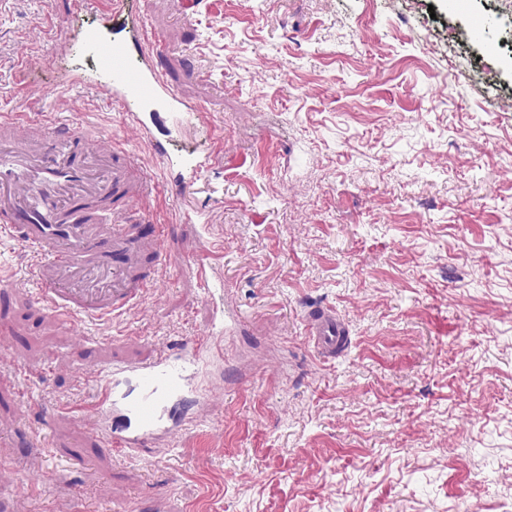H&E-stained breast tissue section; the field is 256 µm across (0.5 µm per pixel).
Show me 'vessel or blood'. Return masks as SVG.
Returning <instances> with one entry per match:
<instances>
[{
	"instance_id": "1",
	"label": "vessel or blood",
	"mask_w": 512,
	"mask_h": 512,
	"mask_svg": "<svg viewBox=\"0 0 512 512\" xmlns=\"http://www.w3.org/2000/svg\"><path fill=\"white\" fill-rule=\"evenodd\" d=\"M128 27L129 40L106 35L111 25ZM151 51H144V44ZM90 55L111 51L96 74L71 71L63 85L101 91L111 105L139 126L155 154L175 123L195 107L168 85L154 60L160 39H147L145 26L127 0L112 7L92 29H72L63 42ZM208 157L166 161L185 172L182 188H193ZM134 156L112 143L92 146L84 129L55 124L32 126L23 112L0 113V239L35 252V306L63 321H101L129 311L153 288L165 261L163 224H146L136 214L153 191ZM228 324L151 358L94 368L91 387L96 419L113 451L131 454L182 430L185 405L203 406L210 366L224 358ZM304 335L326 358L347 340L345 322L334 309L319 307L304 317Z\"/></svg>"
}]
</instances>
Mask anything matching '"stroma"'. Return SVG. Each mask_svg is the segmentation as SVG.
<instances>
[{
    "mask_svg": "<svg viewBox=\"0 0 512 512\" xmlns=\"http://www.w3.org/2000/svg\"><path fill=\"white\" fill-rule=\"evenodd\" d=\"M101 2L0 0V111L131 147L164 186L142 214L166 261L130 313L67 322L31 302L37 257L0 242V512H512V0H135L201 108L172 131L213 158L187 198L103 96L59 82L100 61L52 27H95ZM316 307L349 329L332 361L304 336ZM220 310L238 328L207 411L113 453L81 377Z\"/></svg>",
    "mask_w": 512,
    "mask_h": 512,
    "instance_id": "stroma-1",
    "label": "stroma"
}]
</instances>
